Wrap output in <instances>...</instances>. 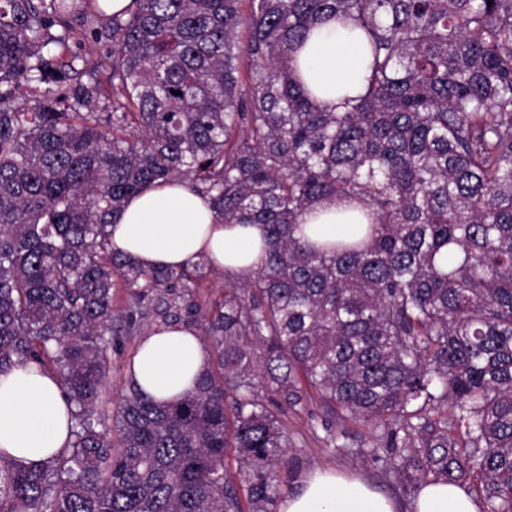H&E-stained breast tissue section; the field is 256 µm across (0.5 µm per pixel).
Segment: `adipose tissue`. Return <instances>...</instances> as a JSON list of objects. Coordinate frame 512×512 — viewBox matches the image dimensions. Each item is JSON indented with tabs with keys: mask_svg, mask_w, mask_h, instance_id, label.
Segmentation results:
<instances>
[{
	"mask_svg": "<svg viewBox=\"0 0 512 512\" xmlns=\"http://www.w3.org/2000/svg\"><path fill=\"white\" fill-rule=\"evenodd\" d=\"M293 56L297 73L327 105L365 90L366 61L358 31L327 21L313 27ZM353 215L345 203L321 206L300 219L304 236L342 235ZM115 253L144 268L184 269L198 264L232 275L258 269L265 253L261 225L224 223L209 198L169 179L130 197L110 224ZM210 363L199 331L183 323L157 327L142 336L127 371L130 382L164 401L190 391ZM71 414L59 381L19 365L0 375V459L37 466L65 448ZM413 512H478L458 485L422 488ZM400 504L372 484L333 469L305 474L279 504V512H400Z\"/></svg>",
	"mask_w": 512,
	"mask_h": 512,
	"instance_id": "1",
	"label": "adipose tissue"
}]
</instances>
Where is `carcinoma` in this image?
<instances>
[{
    "mask_svg": "<svg viewBox=\"0 0 512 512\" xmlns=\"http://www.w3.org/2000/svg\"><path fill=\"white\" fill-rule=\"evenodd\" d=\"M74 16L104 11L0 0V374L49 371L74 407L59 455L0 460V512H273L278 413L313 393L339 425L403 430L397 474L512 512V0H133L96 64ZM326 18L369 60L334 108L293 57ZM170 178L268 243L205 310L203 266L146 270L109 246L127 199ZM344 199L368 223L294 236ZM157 317L215 359L170 402L129 385L99 429L106 335Z\"/></svg>",
    "mask_w": 512,
    "mask_h": 512,
    "instance_id": "obj_1",
    "label": "carcinoma"
}]
</instances>
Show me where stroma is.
<instances>
[{
	"label": "stroma",
	"instance_id": "35a3bbf8",
	"mask_svg": "<svg viewBox=\"0 0 512 512\" xmlns=\"http://www.w3.org/2000/svg\"><path fill=\"white\" fill-rule=\"evenodd\" d=\"M139 336L116 339L107 352L108 385L97 406L102 423H110L114 403L128 385L127 367L136 353ZM288 448L278 470L281 494H288L297 480L317 468H336L358 474L392 496L409 502L418 492L415 485L387 470L392 455L387 429L362 422L338 427L318 397H311L303 409L284 412L280 417Z\"/></svg>",
	"mask_w": 512,
	"mask_h": 512
}]
</instances>
